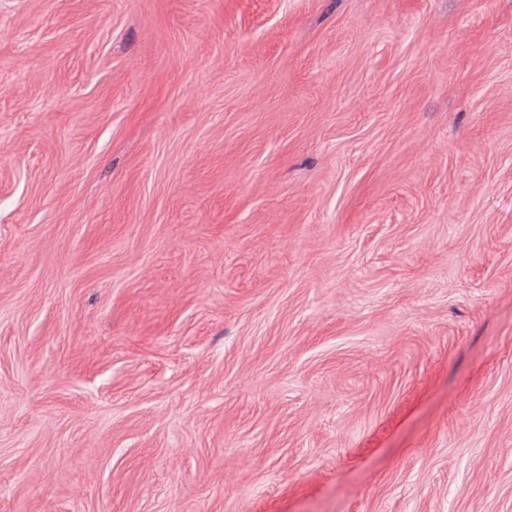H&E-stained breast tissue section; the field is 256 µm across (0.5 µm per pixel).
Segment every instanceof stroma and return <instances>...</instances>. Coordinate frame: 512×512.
Wrapping results in <instances>:
<instances>
[{
	"mask_svg": "<svg viewBox=\"0 0 512 512\" xmlns=\"http://www.w3.org/2000/svg\"><path fill=\"white\" fill-rule=\"evenodd\" d=\"M0 512H512V0H0Z\"/></svg>",
	"mask_w": 512,
	"mask_h": 512,
	"instance_id": "1",
	"label": "stroma"
}]
</instances>
